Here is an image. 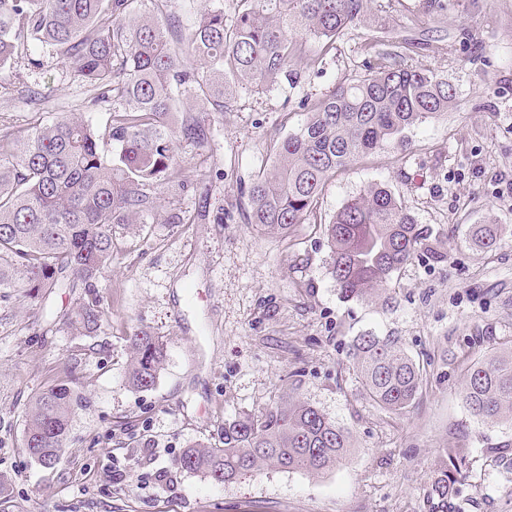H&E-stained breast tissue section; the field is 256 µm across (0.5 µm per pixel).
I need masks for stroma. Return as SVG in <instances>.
<instances>
[{"label": "stroma", "mask_w": 512, "mask_h": 512, "mask_svg": "<svg viewBox=\"0 0 512 512\" xmlns=\"http://www.w3.org/2000/svg\"><path fill=\"white\" fill-rule=\"evenodd\" d=\"M322 46L304 39L296 81L244 84L228 111L199 113L204 145L175 136L180 177L153 184L148 223L113 225L112 257L91 286L0 298V512H429L433 471L455 446L467 459L448 512H512V421L482 423L462 401L466 363L512 340V0H363L360 21ZM384 55L447 79L448 111L336 172L288 235L248 224L241 191L272 165L274 145ZM91 97L51 50L15 56L0 71V129L62 113L105 123L109 104ZM374 184L427 239L388 295L347 301L321 227ZM476 224L503 225L501 243L474 246ZM91 294L100 320L83 335L73 320ZM140 331L165 346L145 391L126 378ZM367 332L395 337L423 368L405 413L358 381L349 349ZM69 380L82 404L46 469L23 446L27 412ZM286 394L349 432L346 461L319 476L265 467L224 483L177 468L188 445H221L225 420ZM161 468L171 480L160 486Z\"/></svg>", "instance_id": "stroma-1"}]
</instances>
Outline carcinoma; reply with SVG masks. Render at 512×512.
I'll use <instances>...</instances> for the list:
<instances>
[{"label": "carcinoma", "instance_id": "cac0c4a2", "mask_svg": "<svg viewBox=\"0 0 512 512\" xmlns=\"http://www.w3.org/2000/svg\"><path fill=\"white\" fill-rule=\"evenodd\" d=\"M154 2V14L133 15V0H0V71L23 51L50 47L96 100L116 102L103 126L67 114L24 135L0 133V297L24 288L36 299L71 285L72 278L90 283L112 257V225L144 223L157 208L150 186L180 174L172 113L222 112L239 84L264 90L288 76L299 39L331 46L361 17L363 4L237 0L227 21L218 2L184 34L180 17L162 10L166 0ZM454 99L453 86L431 71L384 63L339 85L277 144L273 165L254 175L247 190L251 223L288 233L312 213L337 171L448 111ZM181 135L204 142L195 119L183 122ZM324 232L331 275L346 300L387 289L425 241V230L378 184L347 200ZM501 232L500 224H478L475 241L493 248ZM99 318L92 296L76 322L88 332ZM131 347L128 383L149 390L162 369L163 343L138 332ZM351 350L369 398L392 412L406 411L422 372L399 341L368 333ZM462 397L484 423L512 420V343L468 365ZM81 400L66 383L45 390L28 412L24 447L59 459ZM350 448L347 430L317 408L286 398L224 422V446L193 445L177 465L218 483L266 465L320 475L342 464ZM465 461L466 449H444L431 479V501L448 504Z\"/></svg>", "mask_w": 512, "mask_h": 512}]
</instances>
